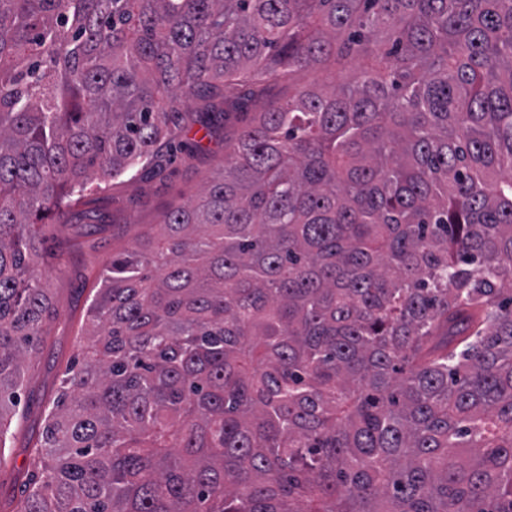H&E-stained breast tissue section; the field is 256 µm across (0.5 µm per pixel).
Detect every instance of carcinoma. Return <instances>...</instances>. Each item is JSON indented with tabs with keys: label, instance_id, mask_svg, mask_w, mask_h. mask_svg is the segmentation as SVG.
<instances>
[{
	"label": "carcinoma",
	"instance_id": "obj_1",
	"mask_svg": "<svg viewBox=\"0 0 512 512\" xmlns=\"http://www.w3.org/2000/svg\"><path fill=\"white\" fill-rule=\"evenodd\" d=\"M270 75L102 271L16 512H512V0H0V462L43 227Z\"/></svg>",
	"mask_w": 512,
	"mask_h": 512
}]
</instances>
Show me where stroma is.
<instances>
[{"instance_id":"1","label":"stroma","mask_w":512,"mask_h":512,"mask_svg":"<svg viewBox=\"0 0 512 512\" xmlns=\"http://www.w3.org/2000/svg\"><path fill=\"white\" fill-rule=\"evenodd\" d=\"M194 122L180 133L164 168L148 177H126L73 206L57 218L41 246L37 268L55 307L25 370L27 421L8 433L0 462V512H14L35 473L44 410L62 391L66 369L81 357L88 310L100 286L99 274L115 251L161 223L174 205L193 199L205 179L224 163L225 143L248 122L240 115L206 133L210 121L201 101H192Z\"/></svg>"}]
</instances>
